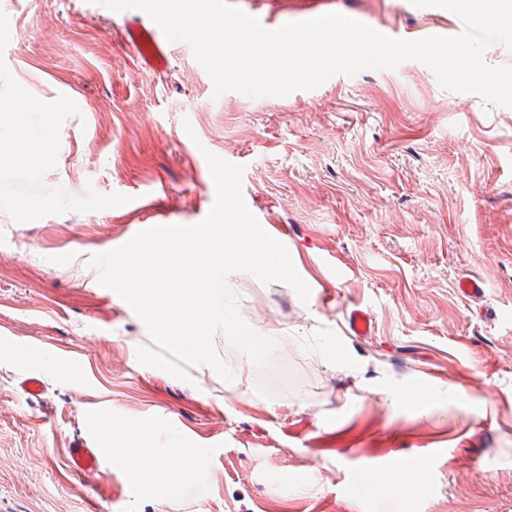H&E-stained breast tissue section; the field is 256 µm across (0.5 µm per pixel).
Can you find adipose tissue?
<instances>
[{
  "label": "adipose tissue",
  "instance_id": "ef3b65f1",
  "mask_svg": "<svg viewBox=\"0 0 512 512\" xmlns=\"http://www.w3.org/2000/svg\"><path fill=\"white\" fill-rule=\"evenodd\" d=\"M1 106L10 110L13 123L10 131L0 136V160L22 162L32 173L41 174L49 163L52 144V128L45 116L65 109V101L55 99L33 106L25 96L15 93L0 95ZM100 442L114 466L132 472L153 486L179 484L190 472L204 465L203 458L195 455L192 448L180 444L174 448L171 458H179L183 465L172 467L170 458L157 455L152 446V430L145 423L119 436L110 430H103Z\"/></svg>",
  "mask_w": 512,
  "mask_h": 512
}]
</instances>
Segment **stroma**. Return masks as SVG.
Returning a JSON list of instances; mask_svg holds the SVG:
<instances>
[{
    "label": "stroma",
    "mask_w": 512,
    "mask_h": 512,
    "mask_svg": "<svg viewBox=\"0 0 512 512\" xmlns=\"http://www.w3.org/2000/svg\"><path fill=\"white\" fill-rule=\"evenodd\" d=\"M313 2L228 0L281 25ZM328 7L395 39L463 30L410 0ZM1 12L0 89L18 80L68 107L52 118L48 172L0 165V181H31L0 184V348L31 355L0 358V512H512V107L446 91L415 60L285 99H216L189 43L161 69L140 58L125 39L138 11L0 0ZM208 151L244 166L248 209L311 290L304 303L285 282L234 277L243 320L276 334L271 398L220 332L232 382L140 364L144 323L89 265L154 220L201 222L216 197ZM464 277L481 297L460 292ZM355 309L370 335L351 332ZM30 376L39 395L22 388ZM106 420L149 422L158 448L191 442L206 465L156 492L109 463L72 476L67 448L95 443ZM412 460L425 470L401 495L354 482Z\"/></svg>",
    "instance_id": "obj_1"
}]
</instances>
